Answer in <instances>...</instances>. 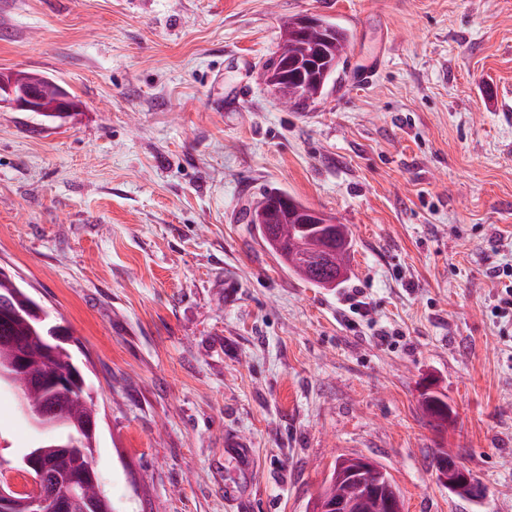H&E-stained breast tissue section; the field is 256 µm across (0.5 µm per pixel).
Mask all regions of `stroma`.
Returning <instances> with one entry per match:
<instances>
[{
  "mask_svg": "<svg viewBox=\"0 0 512 512\" xmlns=\"http://www.w3.org/2000/svg\"><path fill=\"white\" fill-rule=\"evenodd\" d=\"M304 15L351 43L301 113L263 65ZM16 69L79 109L0 108V268L86 364L112 512H306L351 454L404 512H512V0H0ZM270 189L350 225L343 285L263 247ZM39 435L0 387L7 455ZM443 449L485 500L438 482ZM423 407L427 415L437 427L448 425V402L434 395H428L423 401ZM380 468L375 471H369L361 475L366 487H372L380 491L382 496L392 500L394 503L398 499V512H402L403 499L402 494L388 471L380 464Z\"/></svg>",
  "mask_w": 512,
  "mask_h": 512,
  "instance_id": "1",
  "label": "stroma"
}]
</instances>
